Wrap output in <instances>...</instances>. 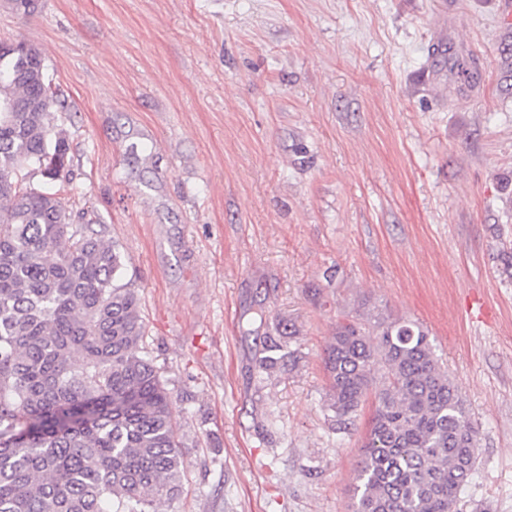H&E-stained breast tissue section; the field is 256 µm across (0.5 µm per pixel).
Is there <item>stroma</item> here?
I'll return each mask as SVG.
<instances>
[{
    "mask_svg": "<svg viewBox=\"0 0 512 512\" xmlns=\"http://www.w3.org/2000/svg\"><path fill=\"white\" fill-rule=\"evenodd\" d=\"M0 39L44 54L57 185L117 244L172 395L184 479L159 512H347L374 403L338 429L324 358L366 310L427 327L466 401L460 512H512L498 0H0Z\"/></svg>",
    "mask_w": 512,
    "mask_h": 512,
    "instance_id": "1",
    "label": "stroma"
}]
</instances>
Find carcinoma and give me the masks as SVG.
Segmentation results:
<instances>
[{"instance_id": "carcinoma-1", "label": "carcinoma", "mask_w": 512, "mask_h": 512, "mask_svg": "<svg viewBox=\"0 0 512 512\" xmlns=\"http://www.w3.org/2000/svg\"><path fill=\"white\" fill-rule=\"evenodd\" d=\"M0 512H157L182 477L170 393L142 347L117 245L72 229L65 197L21 187L66 167L61 107L39 48L0 41ZM328 407L340 426L367 399L351 512H458L477 429L421 324L381 314L336 323Z\"/></svg>"}]
</instances>
